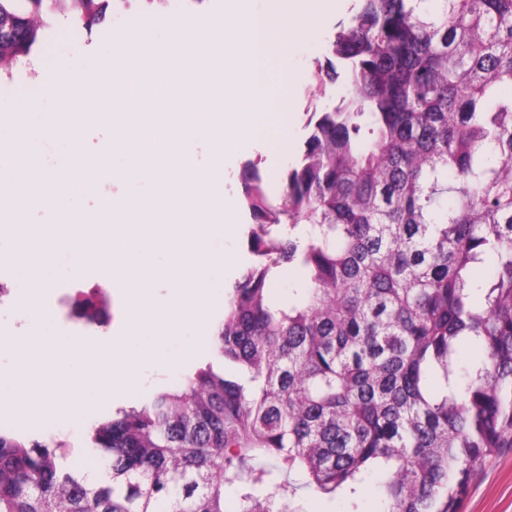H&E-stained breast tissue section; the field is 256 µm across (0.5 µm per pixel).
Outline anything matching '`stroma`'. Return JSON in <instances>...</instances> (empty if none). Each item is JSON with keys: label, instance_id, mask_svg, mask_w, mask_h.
Instances as JSON below:
<instances>
[{"label": "stroma", "instance_id": "35a3bbf8", "mask_svg": "<svg viewBox=\"0 0 512 512\" xmlns=\"http://www.w3.org/2000/svg\"><path fill=\"white\" fill-rule=\"evenodd\" d=\"M226 0H168L166 11L148 13L145 0H123L120 7H107L105 18L92 38L73 37L68 21H59L42 37L34 52L33 69L14 71L12 76L0 77V126L10 128L18 120L35 121L39 114L70 109L73 112H108L112 109V57L118 49L117 39L129 30L133 17H141L151 30L160 31L166 15L182 16L196 24L216 16H229ZM359 0H342L338 11L325 16L313 32L297 40L288 54L269 61L273 80L287 75L295 76L293 90V120L287 144L275 147L260 139L239 149L226 151L223 157V190L227 197L237 200L239 231L233 239L215 238L218 247H227L238 255V265L230 270L212 273L216 297L228 296L240 276L243 266L253 256L249 248L252 220L241 206L240 174L245 163L258 165L263 182L270 194H278L287 164L302 154L307 136L306 107L313 83V74L326 56V45L335 27L348 21L356 12ZM113 136L112 128L102 125L86 126L81 135L79 150L87 157L99 160L104 180L110 181L112 192L100 195L89 192L78 196L76 203L84 213L111 216L112 201L116 198L135 202L148 197L152 191L149 180L125 183L114 179L112 173L125 164L122 155L103 156L102 150ZM194 328H186L183 335L170 341L165 355L170 364L162 371L146 370L143 395L172 386L188 374V367L178 360L184 346L194 335ZM122 402L100 404L83 423L62 431L59 424L41 426L33 434L43 441L57 439L72 448L73 463H80V451L85 448L89 428L98 420L114 415L122 409ZM460 512H512V448L486 463L471 479L462 500Z\"/></svg>", "mask_w": 512, "mask_h": 512}]
</instances>
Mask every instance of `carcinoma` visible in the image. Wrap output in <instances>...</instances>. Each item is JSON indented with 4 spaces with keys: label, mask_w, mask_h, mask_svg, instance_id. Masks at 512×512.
Returning a JSON list of instances; mask_svg holds the SVG:
<instances>
[{
    "label": "carcinoma",
    "mask_w": 512,
    "mask_h": 512,
    "mask_svg": "<svg viewBox=\"0 0 512 512\" xmlns=\"http://www.w3.org/2000/svg\"><path fill=\"white\" fill-rule=\"evenodd\" d=\"M100 0H0V75L60 15ZM512 0H361L314 76L303 155L278 199L241 175L254 260L212 362L103 418L88 484L65 443L0 431V512H459L512 447ZM496 259L488 284L474 269ZM302 286L273 295L282 264ZM473 356L462 357L464 346ZM375 495V484L373 481H370L355 498L340 496L336 500H327L312 497L305 503L311 512H345V510L351 508V501L354 500L361 512H368L373 509Z\"/></svg>",
    "instance_id": "carcinoma-1"
}]
</instances>
